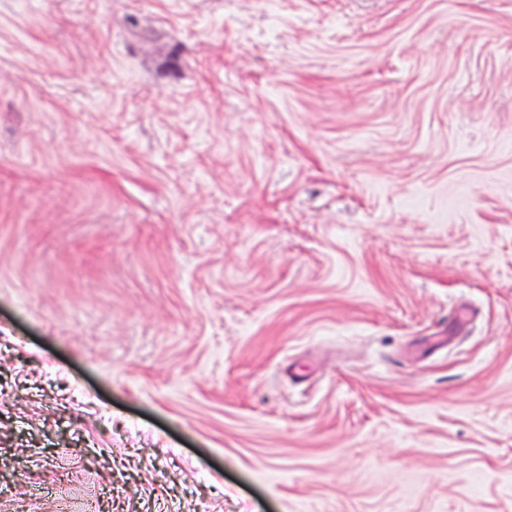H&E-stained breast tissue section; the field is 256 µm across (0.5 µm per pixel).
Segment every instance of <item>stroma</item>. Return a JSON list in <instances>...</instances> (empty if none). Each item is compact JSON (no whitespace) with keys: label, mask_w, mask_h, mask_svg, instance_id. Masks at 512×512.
<instances>
[{"label":"stroma","mask_w":512,"mask_h":512,"mask_svg":"<svg viewBox=\"0 0 512 512\" xmlns=\"http://www.w3.org/2000/svg\"><path fill=\"white\" fill-rule=\"evenodd\" d=\"M512 512V0H0V512Z\"/></svg>","instance_id":"1"}]
</instances>
